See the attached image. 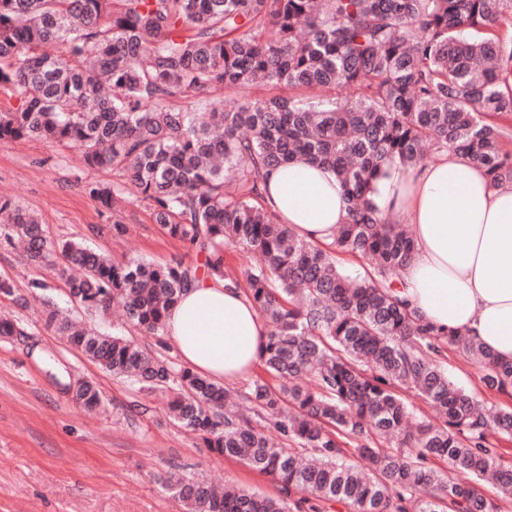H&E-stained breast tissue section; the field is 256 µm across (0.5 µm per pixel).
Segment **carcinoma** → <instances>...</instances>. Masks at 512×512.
<instances>
[{
    "instance_id": "obj_1",
    "label": "carcinoma",
    "mask_w": 512,
    "mask_h": 512,
    "mask_svg": "<svg viewBox=\"0 0 512 512\" xmlns=\"http://www.w3.org/2000/svg\"><path fill=\"white\" fill-rule=\"evenodd\" d=\"M257 84L306 95L212 106L221 90ZM3 86L20 105L0 112V141L66 143L84 166L112 170L119 180L91 197L107 210L131 194L146 202L154 223L242 289L270 327L265 376L231 392L46 303V323L72 348L168 396L181 427L277 484L275 494L218 492L174 476L183 512H503L512 502V465L490 441L512 439V409H487L442 359L455 349L486 390L508 397L512 362L410 309L399 272L414 243L372 200L385 167L415 168L428 150L459 152L512 187L498 122L512 118V0H0ZM290 161L340 181L349 220L330 245L299 236L265 201L269 173ZM1 236L63 280L84 314L117 306L154 335L199 273L54 243L6 197ZM226 248L258 256L243 279L226 273ZM338 253L367 266L352 276ZM407 389L441 422L412 420ZM73 398L105 407L89 380ZM487 475L493 497L478 483Z\"/></svg>"
}]
</instances>
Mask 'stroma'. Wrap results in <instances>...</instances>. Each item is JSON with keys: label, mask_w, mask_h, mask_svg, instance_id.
Here are the masks:
<instances>
[{"label": "stroma", "mask_w": 512, "mask_h": 512, "mask_svg": "<svg viewBox=\"0 0 512 512\" xmlns=\"http://www.w3.org/2000/svg\"><path fill=\"white\" fill-rule=\"evenodd\" d=\"M113 180L112 171L81 165L73 148L0 141V196L36 214L51 239L86 241L117 262L136 256L197 262L189 244L153 223L145 203L130 196L110 213L90 196V186ZM116 219L125 227L119 237L112 234ZM0 275L14 288L13 295H0V313L22 330L0 338V512H182L163 488L173 472L273 492L268 477L215 456L171 421L164 396L145 395L131 381L103 372L48 327L40 302L30 298L32 284L47 283L48 296L64 307L65 283L1 238ZM97 325L181 364L169 337L142 334L112 315ZM66 374L94 381L106 411L90 413L77 404L63 386Z\"/></svg>", "instance_id": "35a3bbf8"}]
</instances>
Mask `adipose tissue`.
I'll return each mask as SVG.
<instances>
[{
    "label": "adipose tissue",
    "mask_w": 512,
    "mask_h": 512,
    "mask_svg": "<svg viewBox=\"0 0 512 512\" xmlns=\"http://www.w3.org/2000/svg\"><path fill=\"white\" fill-rule=\"evenodd\" d=\"M267 203L307 239L331 243L348 220L334 172L285 164L268 180ZM374 203L390 224H406L415 255L401 271L423 320L462 331L498 359L512 361V189L445 151L416 168L387 167ZM164 334L191 371L227 384L261 360L268 329L241 289L206 274L169 311Z\"/></svg>",
    "instance_id": "1"
}]
</instances>
